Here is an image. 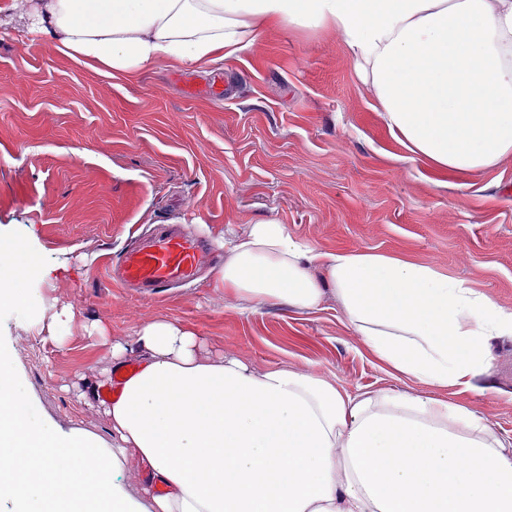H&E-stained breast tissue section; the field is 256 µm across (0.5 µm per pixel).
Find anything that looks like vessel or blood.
<instances>
[{"label":"vessel or blood","mask_w":512,"mask_h":512,"mask_svg":"<svg viewBox=\"0 0 512 512\" xmlns=\"http://www.w3.org/2000/svg\"><path fill=\"white\" fill-rule=\"evenodd\" d=\"M203 250L199 240L162 231L147 245L127 251L111 277L119 286H134L148 292L188 283L195 277Z\"/></svg>","instance_id":"vessel-or-blood-1"}]
</instances>
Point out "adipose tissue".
<instances>
[{
    "instance_id": "obj_1",
    "label": "adipose tissue",
    "mask_w": 512,
    "mask_h": 512,
    "mask_svg": "<svg viewBox=\"0 0 512 512\" xmlns=\"http://www.w3.org/2000/svg\"><path fill=\"white\" fill-rule=\"evenodd\" d=\"M0 24L110 78L332 31L412 159L448 174L512 156V0H7ZM215 285L252 309L335 296L379 360L436 387L472 388L487 340L512 336V312L432 265L316 252L273 220L225 249ZM111 358L105 440L37 416L0 349V512H512V436L463 406L258 372L167 319Z\"/></svg>"
}]
</instances>
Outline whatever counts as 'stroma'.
Listing matches in <instances>:
<instances>
[{
    "label": "stroma",
    "instance_id": "1",
    "mask_svg": "<svg viewBox=\"0 0 512 512\" xmlns=\"http://www.w3.org/2000/svg\"><path fill=\"white\" fill-rule=\"evenodd\" d=\"M216 80L223 99L188 96ZM260 220L318 251L432 264L512 312V158L445 177L410 160L339 35L284 27L221 65L113 80L0 26V237L54 270L31 302L0 309V340L41 414L107 436L77 394L102 379L113 341L161 318L254 369L446 400L512 435V336L491 340L471 390L436 388L377 359L335 297L317 311L246 310L214 288L225 240ZM156 224L206 238L214 259L184 287L126 293L107 268ZM63 306L72 321L49 330Z\"/></svg>",
    "mask_w": 512,
    "mask_h": 512
}]
</instances>
